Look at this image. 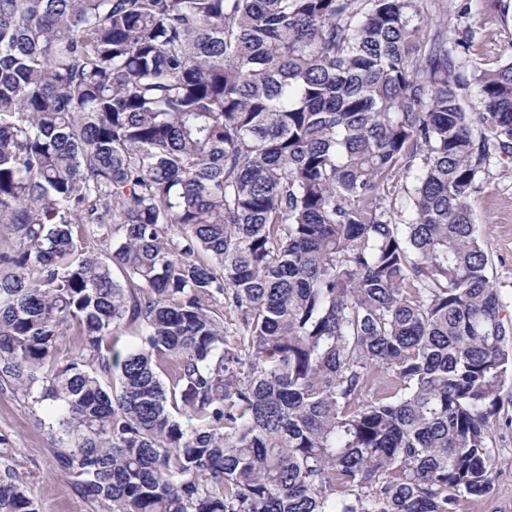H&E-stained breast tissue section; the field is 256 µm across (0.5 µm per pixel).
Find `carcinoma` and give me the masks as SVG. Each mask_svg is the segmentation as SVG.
I'll list each match as a JSON object with an SVG mask.
<instances>
[{
	"mask_svg": "<svg viewBox=\"0 0 512 512\" xmlns=\"http://www.w3.org/2000/svg\"><path fill=\"white\" fill-rule=\"evenodd\" d=\"M447 9L0 0V377L103 512L493 495L512 326L471 201L512 150V54L467 66ZM0 512H36L7 471Z\"/></svg>",
	"mask_w": 512,
	"mask_h": 512,
	"instance_id": "carcinoma-1",
	"label": "carcinoma"
}]
</instances>
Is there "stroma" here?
Here are the masks:
<instances>
[{"instance_id":"35a3bbf8","label":"stroma","mask_w":512,"mask_h":512,"mask_svg":"<svg viewBox=\"0 0 512 512\" xmlns=\"http://www.w3.org/2000/svg\"><path fill=\"white\" fill-rule=\"evenodd\" d=\"M449 38L471 29L475 39L468 58L483 68L495 67L512 42V9L500 0H448ZM474 224L489 259V278L512 314V154L491 151L473 201ZM501 421L492 445L498 457L496 494L488 500H467L461 512H512V381L503 392ZM46 409L32 403L12 381L0 378V471L11 469L26 487L38 512H101L73 478L56 462L57 442L46 425Z\"/></svg>"}]
</instances>
